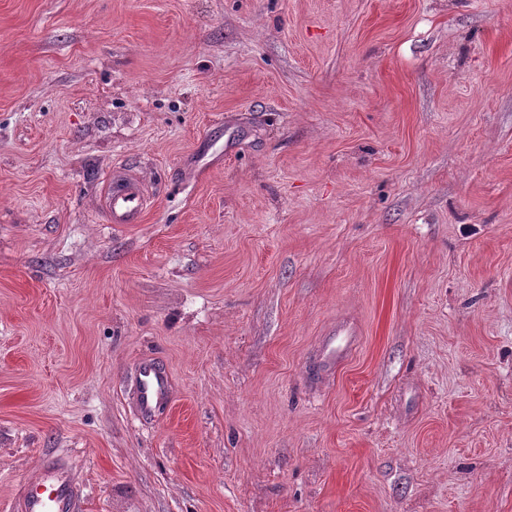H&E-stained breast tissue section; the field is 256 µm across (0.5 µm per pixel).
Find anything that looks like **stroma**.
Masks as SVG:
<instances>
[{
  "mask_svg": "<svg viewBox=\"0 0 512 512\" xmlns=\"http://www.w3.org/2000/svg\"><path fill=\"white\" fill-rule=\"evenodd\" d=\"M58 452L79 512H512V0H0V512ZM104 211L111 224H137L147 207L144 183L120 169L111 172L104 196ZM169 373L152 361H143L136 376L137 412L151 418L168 401Z\"/></svg>",
  "mask_w": 512,
  "mask_h": 512,
  "instance_id": "obj_1",
  "label": "stroma"
}]
</instances>
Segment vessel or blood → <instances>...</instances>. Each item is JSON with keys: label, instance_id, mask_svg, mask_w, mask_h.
I'll return each mask as SVG.
<instances>
[{"label": "vessel or blood", "instance_id": "vessel-or-blood-1", "mask_svg": "<svg viewBox=\"0 0 512 512\" xmlns=\"http://www.w3.org/2000/svg\"><path fill=\"white\" fill-rule=\"evenodd\" d=\"M147 206L144 183L113 170L104 196V211L110 223H139ZM168 372L151 361L142 362L136 376L137 412L152 417L168 401ZM83 488L76 480L66 457H46L38 474L26 481L14 500V512H78Z\"/></svg>", "mask_w": 512, "mask_h": 512}]
</instances>
